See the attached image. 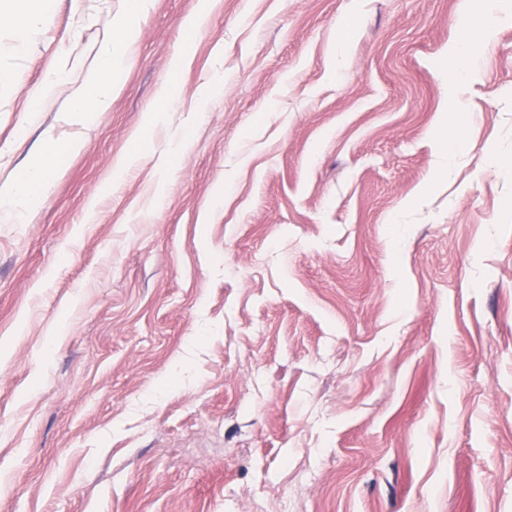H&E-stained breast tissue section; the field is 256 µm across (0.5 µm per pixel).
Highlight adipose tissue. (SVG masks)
Returning a JSON list of instances; mask_svg holds the SVG:
<instances>
[{
  "label": "adipose tissue",
  "mask_w": 512,
  "mask_h": 512,
  "mask_svg": "<svg viewBox=\"0 0 512 512\" xmlns=\"http://www.w3.org/2000/svg\"><path fill=\"white\" fill-rule=\"evenodd\" d=\"M149 2L126 0L125 11L116 24L115 33L102 49L94 84L75 95L71 103L73 112L90 118L107 108L108 97L114 89V77L130 59L137 22L148 10ZM76 148L73 142H49L38 160L0 188V209L10 210L16 222H26L52 180L61 173L63 157Z\"/></svg>",
  "instance_id": "adipose-tissue-1"
}]
</instances>
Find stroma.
Returning <instances> with one entry per match:
<instances>
[{
	"instance_id": "1",
	"label": "stroma",
	"mask_w": 512,
	"mask_h": 512,
	"mask_svg": "<svg viewBox=\"0 0 512 512\" xmlns=\"http://www.w3.org/2000/svg\"><path fill=\"white\" fill-rule=\"evenodd\" d=\"M125 2L0 25V185L81 144L0 222V512H512V0H151L88 120ZM150 0H126L125 11L116 24L115 34L103 47L93 87L84 89L72 99L71 110L92 118L108 107V96L114 90V76L127 65L135 42L137 22L148 10ZM479 11L483 17L481 33L484 38H491L494 32L495 23L501 11L500 0H477ZM78 147L75 142H49L38 160L2 188L0 210L7 208L12 212L16 223H27L29 215L52 180L62 172L63 157Z\"/></svg>"
}]
</instances>
